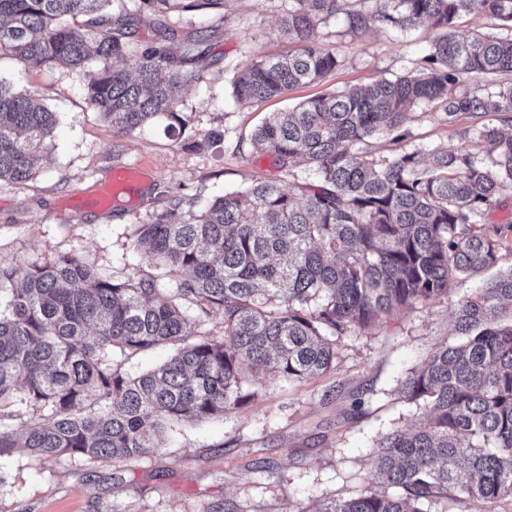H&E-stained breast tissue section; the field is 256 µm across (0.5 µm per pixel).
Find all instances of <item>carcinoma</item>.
I'll return each mask as SVG.
<instances>
[{
	"label": "carcinoma",
	"mask_w": 512,
	"mask_h": 512,
	"mask_svg": "<svg viewBox=\"0 0 512 512\" xmlns=\"http://www.w3.org/2000/svg\"><path fill=\"white\" fill-rule=\"evenodd\" d=\"M138 13L204 11L224 0H132ZM508 30L460 38L463 14ZM341 18L363 33L370 22L436 31L417 69L332 91L274 112L250 137L289 176L302 160L315 181L284 189L257 181L200 211L176 197L134 230L132 249L158 270L109 280L74 256L0 267V416L22 418L0 432V457L21 450L111 461L157 449V436L184 422L222 417L258 394L244 372L273 370L301 381L331 369L336 338L392 311L449 292L459 278L496 264L507 233L482 219L512 189V0H285L281 32L297 52L233 68L238 102H262L321 81L340 58L319 42L317 25ZM137 13L126 0H0V54L23 63L80 71L121 59L87 86L91 107L133 133L157 119L182 124L184 87L197 76L200 28L177 49L132 40ZM497 78L494 91L459 78ZM429 104L452 124L462 114L490 117L479 134L494 157L471 148L435 149L378 161L360 143L394 132L407 112ZM55 113L0 79V182L23 183L52 136ZM174 282L160 299L158 280ZM217 316L224 334L191 338V321ZM446 341L403 382L424 410L415 430L379 442L376 478L391 495L368 491L320 512H427L453 494L497 512L512 499V269L458 302ZM170 349L158 367L132 376L105 362L114 349Z\"/></svg>",
	"instance_id": "obj_1"
}]
</instances>
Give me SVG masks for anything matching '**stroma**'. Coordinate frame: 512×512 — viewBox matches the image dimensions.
Instances as JSON below:
<instances>
[{
    "label": "stroma",
    "instance_id": "35a3bbf8",
    "mask_svg": "<svg viewBox=\"0 0 512 512\" xmlns=\"http://www.w3.org/2000/svg\"><path fill=\"white\" fill-rule=\"evenodd\" d=\"M282 0H226L210 12L171 17L175 38L204 28L205 60L182 94L186 124L171 131L160 120L128 135L89 105L85 85L97 71L62 74L0 56V76L25 88L56 112L58 123L35 176L0 184V266L46 263L74 256L116 280L141 277L152 267L132 248L136 225L147 223L172 196L211 199L257 181L291 187L292 175L273 156L254 153L250 136L271 112L332 90L350 89L416 68L434 36L427 24L400 31L371 23L362 34L342 20L320 24L321 43L341 63L318 84L255 105L232 95L234 68L285 55ZM483 118L460 115L447 123L431 106L409 112L401 134L382 133L366 147L376 159L401 153L453 150L478 140ZM139 168L142 180L109 210L92 197L114 168ZM512 269V250L496 266L455 282L449 295L392 312L384 320L340 337L325 375L302 382L275 373L258 376V395L221 418L185 423L166 433L158 451L126 460L64 458L44 462L17 452L0 458V512H317L323 504L366 491L383 492L371 461L386 434L410 428L421 411L398 388L444 338L451 313L481 284Z\"/></svg>",
    "mask_w": 512,
    "mask_h": 512
}]
</instances>
